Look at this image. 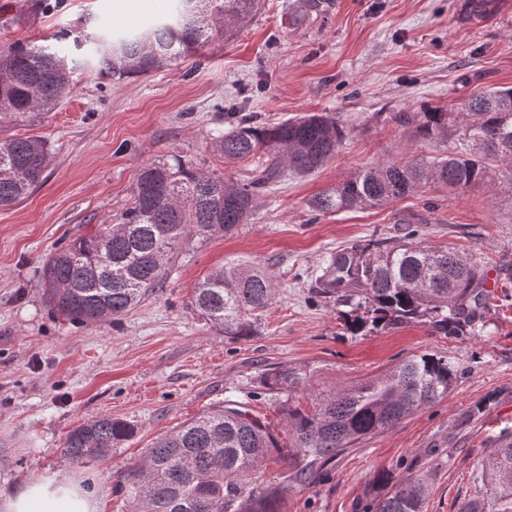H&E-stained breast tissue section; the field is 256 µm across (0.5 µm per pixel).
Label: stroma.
<instances>
[{
	"mask_svg": "<svg viewBox=\"0 0 512 512\" xmlns=\"http://www.w3.org/2000/svg\"><path fill=\"white\" fill-rule=\"evenodd\" d=\"M32 2L0 0V49L51 39L76 72L56 110L0 125V138L37 135L51 148L46 182L0 209V512L43 476L65 478L94 512H125L121 472L155 438L224 400L245 403L284 439L289 410H312L323 395L424 353L457 366L447 398L346 449L312 483L285 486L277 512H359L381 471L424 475L423 512L486 498L488 451L512 434V175L318 218L306 203L370 166L447 154L448 143L393 115L452 110L471 93L512 87V0H488L481 17L466 15L467 0H325L322 14L302 22L295 0H261L233 37L215 33L177 64L123 80L102 76L90 45L60 31L101 15L113 30L140 29L163 19L164 0H42L36 11ZM233 99L269 124L336 113L346 138L315 172L279 183L247 223L190 243L164 288L117 324L59 319L39 286L44 256L83 225L119 216L141 166L181 155L227 181L249 179L251 161L227 163L209 149ZM418 216L425 245L453 249L495 277L483 320L457 336L420 320L347 332L352 306L320 294L316 277L337 250L402 237L400 218ZM230 258L263 264L275 282L247 336L219 334L188 306L197 282ZM283 367L303 382L268 390L267 373ZM104 415L131 422L136 436L103 463H68L67 432Z\"/></svg>",
	"mask_w": 512,
	"mask_h": 512,
	"instance_id": "1",
	"label": "stroma"
}]
</instances>
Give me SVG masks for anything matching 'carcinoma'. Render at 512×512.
Instances as JSON below:
<instances>
[{"label":"carcinoma","mask_w":512,"mask_h":512,"mask_svg":"<svg viewBox=\"0 0 512 512\" xmlns=\"http://www.w3.org/2000/svg\"><path fill=\"white\" fill-rule=\"evenodd\" d=\"M174 22L132 33H115L105 21L86 33L68 30L75 46H94L109 78L149 75L209 41L211 33L248 18L258 0H174ZM323 10V0H297L294 18ZM74 67L50 46L16 42L0 51V120H25L57 108L73 83ZM427 140L456 136L448 155L371 166L308 201L320 216L379 208L429 184L456 189L492 179L512 167V88H492L466 99L458 111L400 112ZM346 128L330 112H310L275 124L233 112L210 147L224 162L258 157L252 178L229 182L176 156L143 166L132 200L117 223L105 220L51 250L40 269L51 310L79 325L116 323L164 287L184 249L195 239L222 236L247 222L261 197L290 175H307L336 154ZM51 148L36 135L0 139V208L16 205L47 179ZM484 268L449 249L418 241L417 230L385 248L341 250L319 277L322 293L336 303L367 307L371 321L356 315L352 333L367 324L397 326L425 318L433 332L453 336L482 318L489 293ZM275 284L261 264L230 259L195 286L191 307L218 332L250 334L248 315L271 303ZM458 369L448 357L423 354L346 392L324 397L311 411L288 412L289 448L270 424L244 404L224 405L155 439L117 484L130 512H276L283 486H259L252 475L276 452L289 466L287 478L304 485L354 443L397 426L412 412L448 395ZM272 388L296 385L290 369L267 374ZM136 434L135 426L110 416L79 424L65 437L72 463L103 461ZM488 501L472 500L458 512H512V435L498 438L487 461ZM376 488L361 512H421L427 483L412 474L374 477Z\"/></svg>","instance_id":"obj_1"}]
</instances>
